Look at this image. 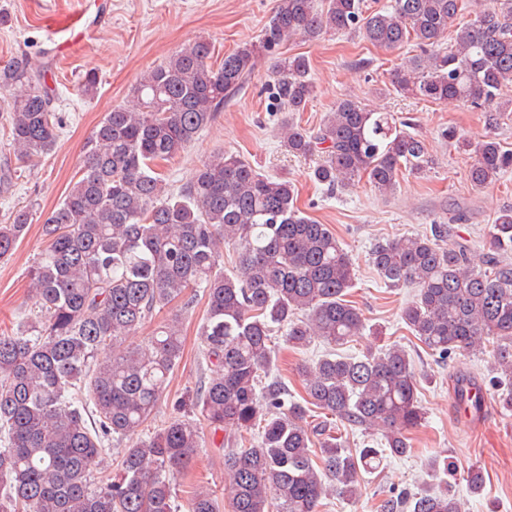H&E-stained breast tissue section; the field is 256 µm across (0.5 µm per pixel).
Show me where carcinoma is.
<instances>
[{
	"label": "carcinoma",
	"mask_w": 512,
	"mask_h": 512,
	"mask_svg": "<svg viewBox=\"0 0 512 512\" xmlns=\"http://www.w3.org/2000/svg\"><path fill=\"white\" fill-rule=\"evenodd\" d=\"M463 0H275L261 35L209 64L201 39L171 55L135 87L138 107L114 106L83 145L80 175L43 221L46 247L29 271L37 315L0 333V512H177L173 481L202 447L203 428L227 433L224 496L231 512H320L331 495L357 496L362 475L386 454L410 451L408 434L424 413L417 373L394 344L363 356L326 353L299 367L300 402L272 374L274 331L287 347L313 341L344 345L363 335L362 313L347 300L354 268L325 224L301 215L288 179L263 175L238 155L207 158L193 179L170 193L157 167L183 152L241 86L263 55L296 36L362 35L420 53L391 76L394 90L440 104L465 102L488 113L512 112L502 88L512 83V0L458 22ZM455 29L447 51L439 41ZM273 97L302 112L315 86L309 60L294 55L274 69ZM25 88L6 103L20 159L37 162L57 143L54 90L25 57L0 65V89ZM288 153L324 160L315 181L332 192L367 177L380 192L406 170L421 173L432 158L424 140L400 130L386 112L340 101L315 132L280 127ZM473 150L470 181L487 186L512 170V149L494 138ZM18 211L0 224V258L28 224ZM236 252L224 270V247ZM371 261L391 288H416L404 321L445 361L492 345V384L512 410V209L496 215L490 250L476 267L448 224L422 235L382 241ZM207 301L199 330L211 374L187 397L184 414L145 434L183 352L180 321L159 325L148 347L126 337L155 312L179 301ZM475 379L460 375L455 396L482 410ZM345 424L379 431L385 447L344 449L336 436L306 424L309 407ZM125 448L118 473L101 476L112 442ZM436 482L387 497L379 512H464L448 484L452 468L434 458ZM186 512H216L201 488Z\"/></svg>",
	"instance_id": "cac0c4a2"
}]
</instances>
